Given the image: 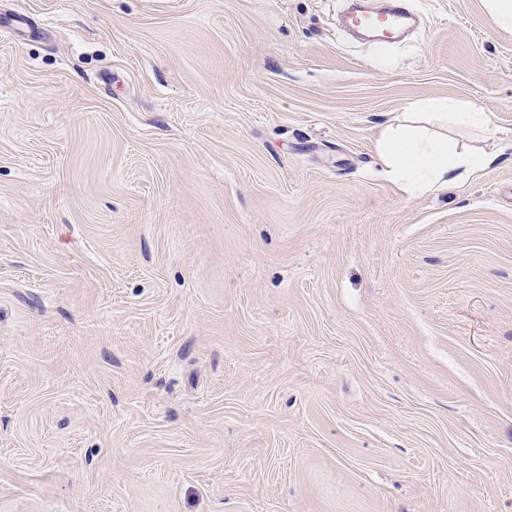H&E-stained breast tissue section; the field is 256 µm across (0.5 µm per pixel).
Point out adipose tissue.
<instances>
[{"label": "adipose tissue", "mask_w": 512, "mask_h": 512, "mask_svg": "<svg viewBox=\"0 0 512 512\" xmlns=\"http://www.w3.org/2000/svg\"><path fill=\"white\" fill-rule=\"evenodd\" d=\"M477 125L486 135L495 129L482 105L472 100L435 97L413 105L392 123L384 125L376 151L385 174L404 193L415 197L435 193L448 183L478 173L494 163L493 155L457 146L432 132V125Z\"/></svg>", "instance_id": "adipose-tissue-1"}]
</instances>
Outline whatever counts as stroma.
<instances>
[{
  "instance_id": "35a3bbf8",
  "label": "stroma",
  "mask_w": 512,
  "mask_h": 512,
  "mask_svg": "<svg viewBox=\"0 0 512 512\" xmlns=\"http://www.w3.org/2000/svg\"><path fill=\"white\" fill-rule=\"evenodd\" d=\"M407 3L0 0V512H512V29ZM443 96L497 159L412 199ZM350 19L356 27L369 26L379 30L381 36L378 41L383 43L391 42L413 21L410 11L401 2H392L376 13H352ZM394 123L384 125L376 151L390 181L408 197L435 193L463 176L476 174L496 160L485 152L458 147L422 125L481 126L487 136L495 129L486 111L476 101L435 97L412 106Z\"/></svg>"
}]
</instances>
